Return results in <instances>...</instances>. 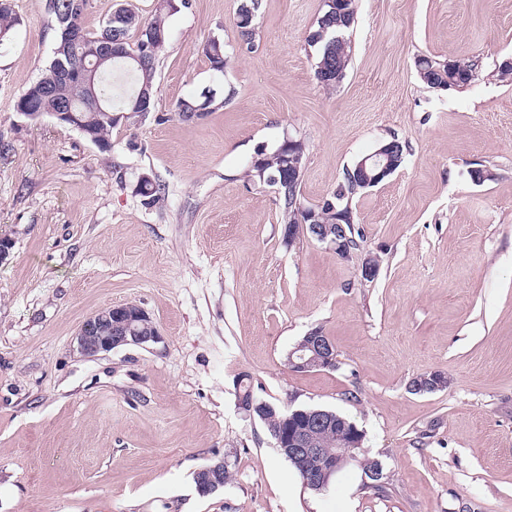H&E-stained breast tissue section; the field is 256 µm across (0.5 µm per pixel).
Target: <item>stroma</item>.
<instances>
[{
  "mask_svg": "<svg viewBox=\"0 0 512 512\" xmlns=\"http://www.w3.org/2000/svg\"><path fill=\"white\" fill-rule=\"evenodd\" d=\"M0 44V512H512V0H356L342 83L315 78L308 38L324 0H188L168 15L155 110L100 150L77 129L15 110L46 72L47 0H11ZM226 50L215 72L202 48ZM476 61L441 90L416 61ZM216 90L199 120L180 100ZM303 141L304 206L396 140L401 166L352 201V260L285 243L279 201L251 175L257 152ZM482 169L484 182L472 170ZM165 184L138 194L141 175ZM379 272L363 279L365 257ZM133 303L159 339L86 358L83 321ZM329 336L332 369L288 352ZM440 373L446 389L415 393ZM255 398L343 413L384 464V488L349 466L322 495L280 454ZM228 459L230 486L195 473Z\"/></svg>",
  "mask_w": 512,
  "mask_h": 512,
  "instance_id": "35a3bbf8",
  "label": "stroma"
}]
</instances>
